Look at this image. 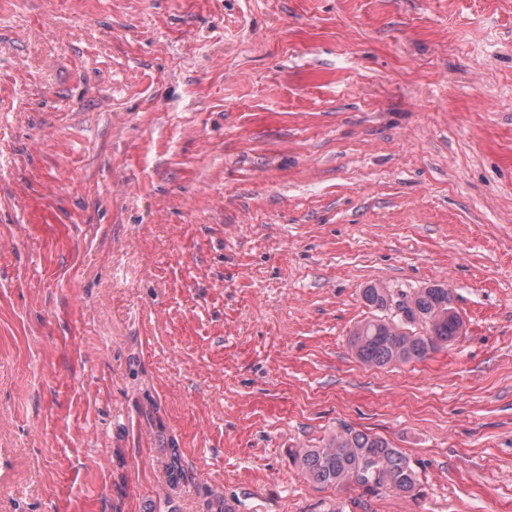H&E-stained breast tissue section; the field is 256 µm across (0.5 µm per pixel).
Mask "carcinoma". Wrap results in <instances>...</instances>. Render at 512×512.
Returning a JSON list of instances; mask_svg holds the SVG:
<instances>
[{"mask_svg":"<svg viewBox=\"0 0 512 512\" xmlns=\"http://www.w3.org/2000/svg\"><path fill=\"white\" fill-rule=\"evenodd\" d=\"M409 302L407 318L392 315L396 295ZM365 304L381 315L353 327L348 345L363 364L384 368L396 363L423 360L455 342L463 321L452 305L448 289L433 285L396 291L374 283L361 291ZM303 477L315 485L356 486L366 491L382 488L412 493L419 476L409 457L387 439L345 427L327 442L293 452ZM167 482L177 486L183 468L177 454L166 466Z\"/></svg>","mask_w":512,"mask_h":512,"instance_id":"obj_1","label":"carcinoma"}]
</instances>
